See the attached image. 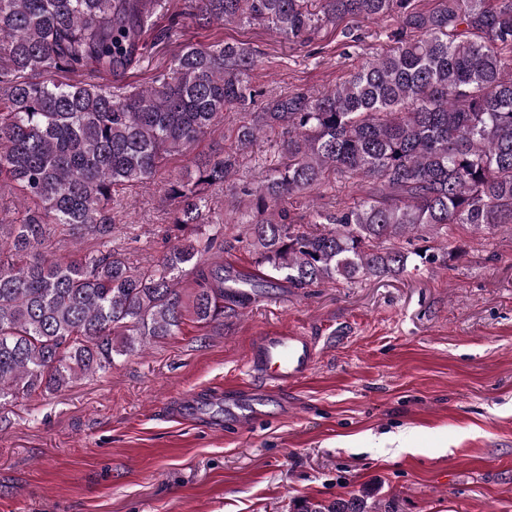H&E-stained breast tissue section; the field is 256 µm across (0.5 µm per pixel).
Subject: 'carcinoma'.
I'll use <instances>...</instances> for the list:
<instances>
[{
  "label": "carcinoma",
  "instance_id": "obj_1",
  "mask_svg": "<svg viewBox=\"0 0 512 512\" xmlns=\"http://www.w3.org/2000/svg\"><path fill=\"white\" fill-rule=\"evenodd\" d=\"M213 23L243 18L293 43L325 23L396 18L394 46L320 93L285 92L252 108L257 59L245 44H186L144 87L118 80L152 44L161 0H0V188L22 200L0 224V410L103 374L115 359L208 321L275 282L305 289L399 276L397 242L453 224L512 231V0H196ZM93 66L99 82L80 79ZM238 110L235 151L168 182L172 245L135 269L112 250V205L145 186L169 156L190 151ZM281 131L280 160L239 189L244 239L264 276L237 280L205 267L215 237L209 190L236 154ZM369 179L379 192L325 213L311 198L331 177ZM96 240L70 260L53 228ZM197 275L184 297L181 278ZM294 512H367L364 504L304 499Z\"/></svg>",
  "mask_w": 512,
  "mask_h": 512
}]
</instances>
